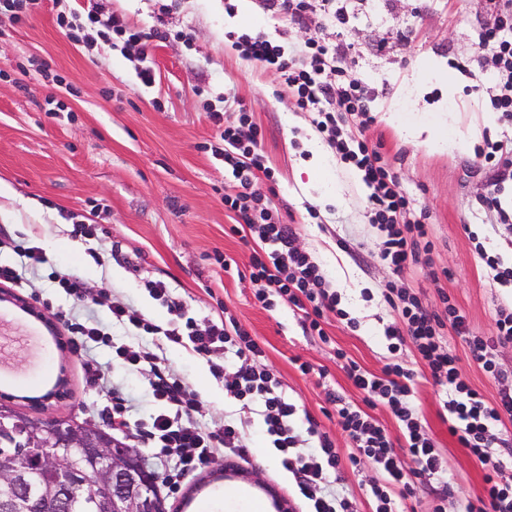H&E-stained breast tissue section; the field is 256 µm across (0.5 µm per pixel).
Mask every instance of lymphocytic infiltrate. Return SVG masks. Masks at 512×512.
I'll return each instance as SVG.
<instances>
[{
    "mask_svg": "<svg viewBox=\"0 0 512 512\" xmlns=\"http://www.w3.org/2000/svg\"><path fill=\"white\" fill-rule=\"evenodd\" d=\"M365 0H260L264 12L282 15L301 28H348L356 19ZM495 9L492 22L478 34V51L497 71V81L490 93V103L505 123H512V0H489ZM56 23L73 42L91 48L104 42L132 52L139 65L136 78L140 85L152 87L155 71L147 65L150 38L166 39L163 31L149 34L130 27L118 15H104L95 9H62ZM235 47L242 56L275 72L291 90L298 110L312 113L315 131L334 148L340 160L362 175L368 190L367 206L383 241L379 258L394 274L400 275L421 255L431 254L427 229L414 215L409 198L382 154L369 147L366 130L373 122L371 88L348 72V61L355 49L342 41L309 38L303 50L287 53L281 41L264 33H243ZM207 118L218 130L222 141L214 148L232 178L224 186V207L235 213L238 224L233 234L251 244L250 282L254 296L263 307L275 301L288 303L305 332L328 341L323 327L327 314H334L347 327L356 321L341 306V296L332 287L325 271L310 253L298 245L299 233L292 224L281 223L263 193L260 184L273 180L274 174L259 149L260 132L246 112L229 118L224 110L210 108ZM477 155L490 167L495 178L491 190L480 198L484 211L493 213L503 224L512 223V193L506 183L512 180V139L504 137L485 141ZM11 250L17 263L0 265V284L28 287L27 272L47 269L48 280L74 302L88 304L94 297L86 282L77 274L49 269V260L36 239L16 240L0 228V250ZM149 295L166 305L171 319L161 326L130 305L115 301L109 306L111 324L98 321L67 322L66 329L76 351L93 345L111 347L112 358L134 371L150 369L153 400L162 412L153 414L139 428L152 457L165 463L163 481L175 484L187 473L206 467L217 456L247 460L251 453L247 414L262 418L271 448L276 451L286 472L292 474L296 492L307 503V512H355L347 495L329 490L328 478L343 464L358 467L368 462L378 467L381 482L371 488L374 512H401V502L411 492L413 482L429 486V512H448V496L453 484L448 464L429 436L414 403L416 374L397 362L405 343H412L415 356L438 389L448 424V433L481 464L483 496L468 502L466 512H512V484L504 479L512 469V442L497 437L495 428L504 417L512 416V388L505 382L512 375L497 362L498 345L512 342V307L498 306L492 336L473 335L467 320L450 303L447 293H440L442 312L425 307L420 297L396 283H388L381 295L399 315L385 329L387 349L393 361L380 372L346 360L344 368L354 387L363 396L355 403L342 393L331 390L327 401L338 423L351 440L353 450L341 455L330 435L314 419L298 427L297 403L280 391V383L265 364L266 351L235 318L197 324L185 318L179 302L172 299L169 286L161 280L145 281ZM132 329L137 335L163 336L172 343L189 340L195 353L213 358L212 369L224 379V395L239 404L240 417L219 416L210 423L197 422L193 414L199 396L166 365L163 356L152 348L114 341L112 324ZM452 328L469 347L480 368L502 381L496 402L464 381L457 368V357L447 345L443 330ZM234 355L232 370L222 361ZM386 407L398 422L406 443L404 453H397L384 428L370 410ZM410 457L414 467L405 471L402 459Z\"/></svg>",
    "mask_w": 512,
    "mask_h": 512,
    "instance_id": "lymphocytic-infiltrate-1",
    "label": "lymphocytic infiltrate"
}]
</instances>
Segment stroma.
Masks as SVG:
<instances>
[{
	"label": "stroma",
	"instance_id": "stroma-1",
	"mask_svg": "<svg viewBox=\"0 0 512 512\" xmlns=\"http://www.w3.org/2000/svg\"><path fill=\"white\" fill-rule=\"evenodd\" d=\"M225 2L178 0L163 16L166 27L184 37L153 42L148 60L157 78L150 88L138 85L135 60L120 51L103 44L89 50L70 41L56 23L52 0L17 21L0 15V225L10 226L19 240L39 228L50 264L61 272L78 271L99 297L97 305L82 307L50 288L43 272L29 274L30 285L18 296L44 315L52 331L35 334L28 315L0 302V313L13 315L0 324V341L13 343L11 354L0 359V391L19 397L27 413L96 425L117 397L128 400L131 420L156 413L148 371L113 362L109 348L91 352L105 385L87 383L83 358L56 345L66 337L57 314L105 323L110 300L119 299L167 322L166 308L143 286L144 279L161 278L197 323L227 312L244 324L265 348L266 364L284 391L346 455L351 443L335 415L325 414L326 393L334 389L356 402L361 396L336 354L344 352L373 372L387 363L384 330L398 312L379 291L397 277L379 259L382 238L370 222L359 173L321 142L311 113L295 108L277 75L242 58L227 37L231 31L271 35L284 28L290 47L298 50L309 30L259 13L252 0H233L235 12L227 14ZM373 5L370 21L340 35L328 28L323 35L352 43L357 49L352 76L383 88L367 137L381 143L434 243L432 265L417 264L398 279L434 307L440 293H447L474 335H492L495 311L512 303V289L493 284L475 245L483 243L488 254L512 262V232L479 206L492 174L475 151L485 138L510 134L512 127L500 121L484 92L490 72L468 78L449 65L454 56L470 53L476 30L487 22L484 0H373ZM383 37L392 41V50L373 54L372 45ZM55 74L61 83L52 82ZM223 93L229 96L228 115L246 109L261 129L279 216L297 226L300 246L320 262L343 308L357 321L350 329L328 316L329 342L305 335L286 303L267 309L253 296L247 277L251 248L228 232L238 221L224 208V183L231 174L205 149L217 136L206 118L208 105ZM50 98L61 102L63 111L47 114ZM414 124L455 139V146L432 150L415 144L400 133ZM314 145L325 157L318 167L311 162ZM87 217L97 225L96 237H72L73 222ZM115 243L138 265V274L112 260ZM227 256L237 262L239 275L225 273L221 260ZM367 288L372 298H365ZM447 339L462 378L487 401H496L500 382L478 367L460 337L451 333ZM163 348L177 375L200 397L196 420L237 413L238 404L225 398L224 381L214 376L207 357L170 342ZM303 362L313 373L300 372ZM321 368L326 377H318ZM61 375L66 397L58 400L48 392ZM415 402L448 459L453 482L448 512H462L482 493L481 465L449 436L431 383L418 385ZM250 439L255 453L249 462L233 463L232 478H215L208 466L177 487L160 486L167 512H263L269 487L292 512H303L291 477L265 445L260 417L252 419Z\"/></svg>",
	"mask_w": 512,
	"mask_h": 512
}]
</instances>
